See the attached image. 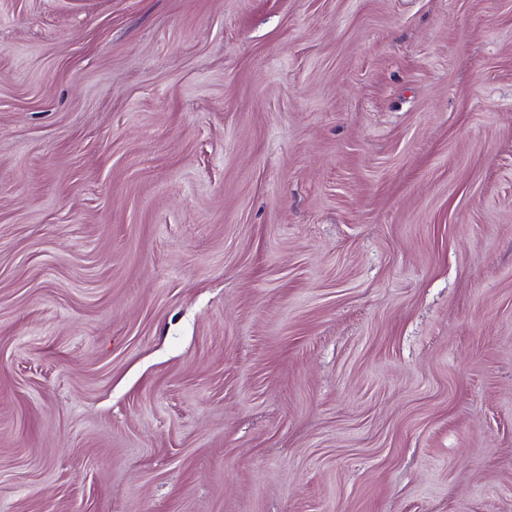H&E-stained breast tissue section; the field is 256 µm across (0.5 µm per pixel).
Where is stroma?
Here are the masks:
<instances>
[{
  "mask_svg": "<svg viewBox=\"0 0 512 512\" xmlns=\"http://www.w3.org/2000/svg\"><path fill=\"white\" fill-rule=\"evenodd\" d=\"M0 512H512V0H0Z\"/></svg>",
  "mask_w": 512,
  "mask_h": 512,
  "instance_id": "35a3bbf8",
  "label": "stroma"
}]
</instances>
